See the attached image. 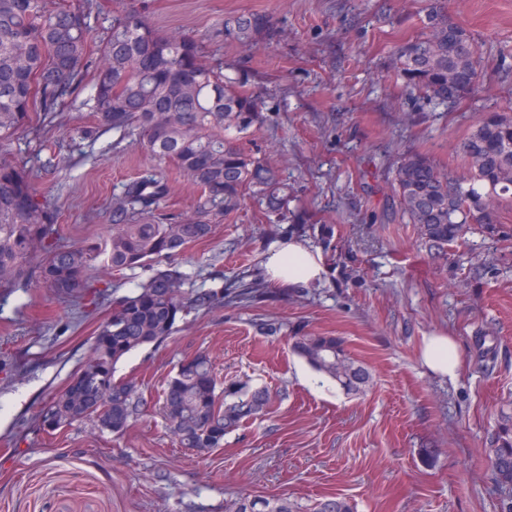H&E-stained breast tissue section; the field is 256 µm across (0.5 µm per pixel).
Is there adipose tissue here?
Returning <instances> with one entry per match:
<instances>
[{"mask_svg": "<svg viewBox=\"0 0 512 512\" xmlns=\"http://www.w3.org/2000/svg\"><path fill=\"white\" fill-rule=\"evenodd\" d=\"M268 281L276 288H301L317 282L324 271L320 252L291 240L273 248L264 265ZM424 366L433 374L456 380L461 352L455 337L435 334L424 337L421 348Z\"/></svg>", "mask_w": 512, "mask_h": 512, "instance_id": "obj_1", "label": "adipose tissue"}]
</instances>
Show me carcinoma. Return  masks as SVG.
Segmentation results:
<instances>
[{
  "instance_id": "cac0c4a2",
  "label": "carcinoma",
  "mask_w": 512,
  "mask_h": 512,
  "mask_svg": "<svg viewBox=\"0 0 512 512\" xmlns=\"http://www.w3.org/2000/svg\"><path fill=\"white\" fill-rule=\"evenodd\" d=\"M98 55L88 52L87 32L99 12L94 0H0V293L39 286L61 298H81L98 266L111 271L152 267L151 275L112 302L98 326L92 350L68 384L42 410L43 426L55 431L96 416L101 429L119 434L139 412V384L117 381L126 355L158 345L173 333L187 309L210 304L208 294L188 297L185 275L160 267L186 245L213 233L210 216L237 209L245 190L269 207L288 205V183L266 158L246 149L260 119L258 99L246 90L244 70L224 72L208 63L202 42L185 31L161 32L134 6L119 0ZM425 32L399 46L395 67L407 88L449 107L480 88L479 53L471 33L451 20L444 0H430ZM270 31L266 14L228 16L218 32L249 45ZM91 91L77 101L85 76ZM78 107L93 114L96 128L135 135L144 151L172 161L199 190L193 214L167 224L155 211L167 193L155 174L130 182L112 204V227L101 242L61 248L51 242L56 213L37 200L27 158L11 145L31 114L48 118ZM467 175L453 178L422 153L397 167L393 189L406 223L416 226L424 248L448 257L477 224L501 233L496 211L512 195V113L489 111L460 146ZM293 354L346 392L357 394L371 380L363 364L337 336L304 333L293 337ZM272 403L266 387L229 382L218 388L204 353L184 359L165 385L162 412L183 448H220L224 436L265 414ZM496 482L512 489V426L504 424L494 448ZM224 512H301L286 498L240 496ZM315 512H355L341 493L318 503Z\"/></svg>"
}]
</instances>
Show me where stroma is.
Listing matches in <instances>:
<instances>
[{
    "mask_svg": "<svg viewBox=\"0 0 512 512\" xmlns=\"http://www.w3.org/2000/svg\"><path fill=\"white\" fill-rule=\"evenodd\" d=\"M427 4L136 0L157 29L193 31L208 60L249 71L262 112L247 146L282 169L288 206L272 213L246 198L213 217L208 240L182 250L185 292L215 301L117 364L116 378L141 385V411L119 435L92 418L48 433L39 414L86 360L113 300L149 269L95 270L94 306L43 288L0 294V512H224L241 494L313 512L336 492L356 512H505L512 500L491 457L512 417V200L497 210L504 234L472 227L466 245L441 257L399 217L393 182L413 152L465 174L462 139L483 113H512V0H447L487 70L484 92L450 109L407 91L394 71V52L422 33ZM257 12L271 17L273 40L214 38L226 16ZM93 125L90 113L65 110L17 144L37 189L57 204L56 245L106 237L113 202L154 169L169 186L159 215L193 210L197 189L174 163L156 164ZM288 239L321 252L322 279L239 300ZM268 320L282 323L281 334L261 333ZM305 332L343 338L371 384L346 393L292 354V336ZM437 333L458 340L456 380L420 360L423 338ZM197 353L218 381L274 395L266 415L202 454L177 444L160 403L180 361Z\"/></svg>",
    "mask_w": 512,
    "mask_h": 512,
    "instance_id": "stroma-1",
    "label": "stroma"
}]
</instances>
